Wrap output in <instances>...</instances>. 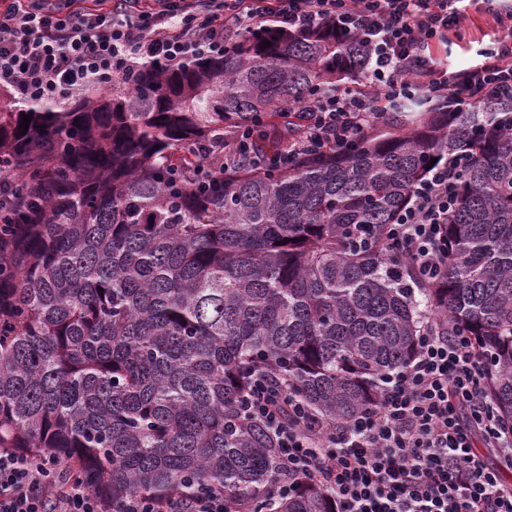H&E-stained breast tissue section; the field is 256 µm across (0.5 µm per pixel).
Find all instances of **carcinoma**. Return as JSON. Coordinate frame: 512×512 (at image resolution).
<instances>
[{
  "mask_svg": "<svg viewBox=\"0 0 512 512\" xmlns=\"http://www.w3.org/2000/svg\"><path fill=\"white\" fill-rule=\"evenodd\" d=\"M271 45H265V42ZM369 46L269 23L224 54L138 66L95 98L0 103V448L49 455L96 494L180 507L200 485L266 512L275 437L238 401L261 372L326 426L375 403L415 357L421 312L471 336L512 426V105L421 95L381 128L286 168L260 161L363 74ZM31 116L27 132L22 115ZM252 131L206 192L195 148ZM467 157L435 284L383 228L426 165ZM373 237L356 245L354 225ZM275 512H335L304 483Z\"/></svg>",
  "mask_w": 512,
  "mask_h": 512,
  "instance_id": "carcinoma-1",
  "label": "carcinoma"
}]
</instances>
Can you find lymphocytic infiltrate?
<instances>
[{"label": "lymphocytic infiltrate", "instance_id": "1", "mask_svg": "<svg viewBox=\"0 0 512 512\" xmlns=\"http://www.w3.org/2000/svg\"><path fill=\"white\" fill-rule=\"evenodd\" d=\"M265 15L288 31L329 22L364 36L372 48L363 86L313 99L316 119L289 138V154L345 145L388 108L423 93L444 102L512 101V38L477 50L476 60L458 70L443 68L431 51L459 36L466 0H270L262 11L254 0H138L130 12L120 5L83 13L9 0L0 8V88L19 100L81 97L143 63L180 66L223 53L225 29H252ZM461 164L457 157L430 169L408 211L384 229L390 250L428 281L444 266ZM487 377L471 337L441 336L428 324L411 363L389 375L378 403L346 424L323 426L260 374L243 410L278 438L280 496L305 482L328 490L336 512H512V488L474 446L479 436L498 453H512V430L483 391ZM0 512L156 507L144 498L112 505L56 460L0 448Z\"/></svg>", "mask_w": 512, "mask_h": 512}]
</instances>
